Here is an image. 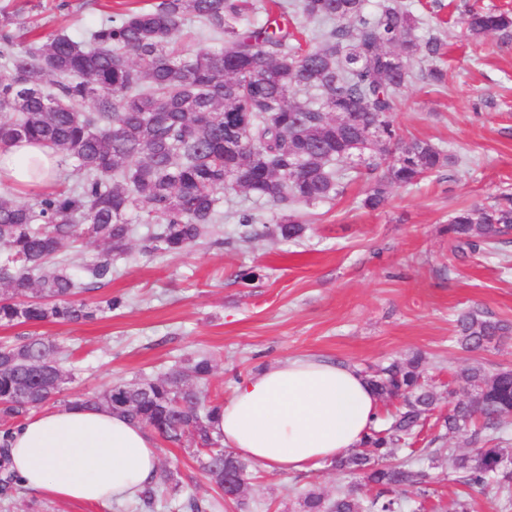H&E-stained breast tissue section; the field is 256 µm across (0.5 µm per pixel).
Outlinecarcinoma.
Returning a JSON list of instances; mask_svg holds the SVG:
<instances>
[{
	"mask_svg": "<svg viewBox=\"0 0 512 512\" xmlns=\"http://www.w3.org/2000/svg\"><path fill=\"white\" fill-rule=\"evenodd\" d=\"M303 17L322 26L302 48L304 30L288 22V0H160L139 11L105 13L76 40L50 34L25 44L13 20L0 21V150L37 143L69 168L73 185L22 203L0 192V325L79 323L127 305L122 296L91 306L73 297L112 280V266L130 254L138 225L149 254H176L202 240L221 246L225 182L232 191L275 208L266 234L285 240L305 231L301 214L337 197L353 172L375 176L362 204L379 209L391 185H412L448 166V155L414 139L403 142L393 114L415 59L431 63L441 43L414 37L419 19L395 2L381 12L366 0H298ZM266 15L256 25L252 19ZM200 23L221 50L190 52L184 27ZM474 37L512 30V16L472 12ZM91 109H86V105ZM512 230V195L481 208L461 207L448 224L458 246L475 252ZM97 249L75 274L59 260L68 242ZM457 338L479 349L512 332V326L477 311L456 319ZM60 347L36 336L0 344V419L17 425L32 411L57 402L71 375ZM423 356L364 375L381 402L402 399L382 426L374 418L358 447L333 466L362 478L370 494L349 485L332 499L310 489L301 512H406V494H431L438 455L414 462L415 450L392 463L398 447L435 408L422 383ZM213 369L197 355L156 380L115 384L91 405H106L162 438L177 443L196 435L206 449L199 463L219 491L207 504L228 499L246 505L249 462L211 436L206 404L196 382ZM448 390L452 408L443 419L450 433L470 432L477 448L454 456L457 481L498 487L512 498V370L491 374L471 365ZM174 497L178 482L163 470L138 500L155 503L156 488Z\"/></svg>",
	"mask_w": 512,
	"mask_h": 512,
	"instance_id": "1",
	"label": "carcinoma"
}]
</instances>
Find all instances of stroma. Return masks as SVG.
Wrapping results in <instances>:
<instances>
[{
	"mask_svg": "<svg viewBox=\"0 0 512 512\" xmlns=\"http://www.w3.org/2000/svg\"><path fill=\"white\" fill-rule=\"evenodd\" d=\"M154 0H0L38 34L79 36L101 11L123 13ZM422 23L419 41L440 37L447 74L429 80L426 63L412 61L405 103L394 116L400 137L432 144L451 157L418 184L390 187L385 205L363 208L365 178L349 181L334 200L309 208L302 237L265 234L269 205L228 191L225 206L250 210L260 223L244 230L223 224L224 243L199 244L180 254L148 255L134 239L128 258L116 260L112 279L86 294L87 302L128 297L127 307L79 323L0 327V342L37 336L64 346L74 373L62 402L89 399L115 383L154 379L198 353L214 371L204 388L212 401L228 400L243 378L299 355L358 369L426 356L429 384L445 395L456 371L480 363L512 369V334L484 349H464L456 316L483 312L512 324V235L493 253L457 255L445 227L455 209L493 202L512 192V34L467 35L471 10L512 13V0H402ZM159 465L173 471L181 500L204 501L212 487L191 442H156ZM432 474L427 512H452L463 488L448 457ZM352 475L321 464L283 475L254 465L245 506L222 512H299L303 493L335 496ZM0 512H131L130 500L112 504L60 501L12 487Z\"/></svg>",
	"mask_w": 512,
	"mask_h": 512,
	"instance_id": "obj_1",
	"label": "stroma"
}]
</instances>
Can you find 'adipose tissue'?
Masks as SVG:
<instances>
[{
    "mask_svg": "<svg viewBox=\"0 0 512 512\" xmlns=\"http://www.w3.org/2000/svg\"><path fill=\"white\" fill-rule=\"evenodd\" d=\"M32 159L40 162L43 178L56 173L57 157L21 143L0 153V186L31 184L26 165ZM378 404L355 368L299 356L240 382L209 428L225 447L287 475L358 446ZM9 456L24 487L60 500L120 501L150 485L157 473L149 430L78 401L28 417L13 432Z\"/></svg>",
    "mask_w": 512,
    "mask_h": 512,
    "instance_id": "obj_1",
    "label": "adipose tissue"
}]
</instances>
